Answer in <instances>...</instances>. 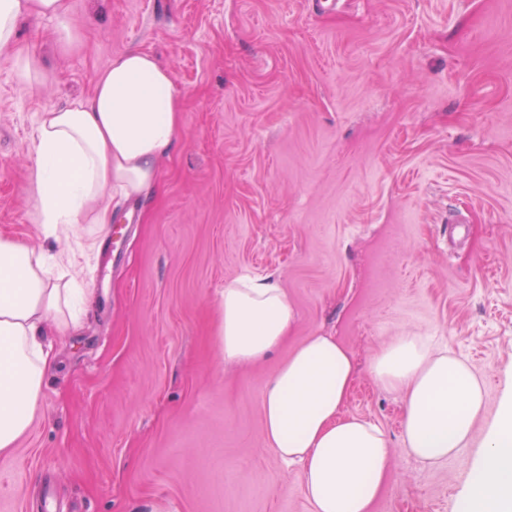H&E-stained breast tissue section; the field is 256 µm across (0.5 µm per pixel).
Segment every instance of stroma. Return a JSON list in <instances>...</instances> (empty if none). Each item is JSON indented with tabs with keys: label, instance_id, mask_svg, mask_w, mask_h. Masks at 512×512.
<instances>
[{
	"label": "stroma",
	"instance_id": "stroma-1",
	"mask_svg": "<svg viewBox=\"0 0 512 512\" xmlns=\"http://www.w3.org/2000/svg\"><path fill=\"white\" fill-rule=\"evenodd\" d=\"M69 0L81 38L23 18L0 50V234L62 260L92 295L48 336L42 407L0 455V512H313L301 467L266 445L265 382L306 337L355 353L345 405L386 434L373 512H453L512 379V0ZM168 67L181 137L157 186L113 199V224L45 235L31 186L40 111L88 97L129 49ZM274 275L294 322L261 362L219 356L228 281ZM419 336L485 377L468 448L428 466L402 443L400 396L370 374ZM14 68L17 77L28 84L29 87H38L39 62L27 53L17 52L14 55Z\"/></svg>",
	"mask_w": 512,
	"mask_h": 512
}]
</instances>
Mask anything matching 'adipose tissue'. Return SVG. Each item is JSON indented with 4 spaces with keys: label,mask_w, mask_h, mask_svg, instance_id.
I'll list each match as a JSON object with an SVG mask.
<instances>
[{
    "label": "adipose tissue",
    "mask_w": 512,
    "mask_h": 512,
    "mask_svg": "<svg viewBox=\"0 0 512 512\" xmlns=\"http://www.w3.org/2000/svg\"><path fill=\"white\" fill-rule=\"evenodd\" d=\"M67 0H0V50L14 49L23 15L62 18ZM181 97L172 72L145 50L117 55L91 96L42 110L33 134L32 187L46 235L82 224L106 227L107 194L136 196L158 180L157 163L181 135ZM90 305L43 251L0 235V453L10 452L42 406L53 356L42 334L77 327ZM293 313L272 276L225 284L216 308L224 362L261 361L287 337ZM370 373L403 403L410 456L434 465L466 447L483 413L486 385L469 365L418 336H398ZM357 375L352 350L333 336L307 337L263 388L266 442L302 465L313 512H372L392 467L389 441L344 405ZM457 512H512V386L468 468Z\"/></svg>",
    "instance_id": "obj_1"
}]
</instances>
